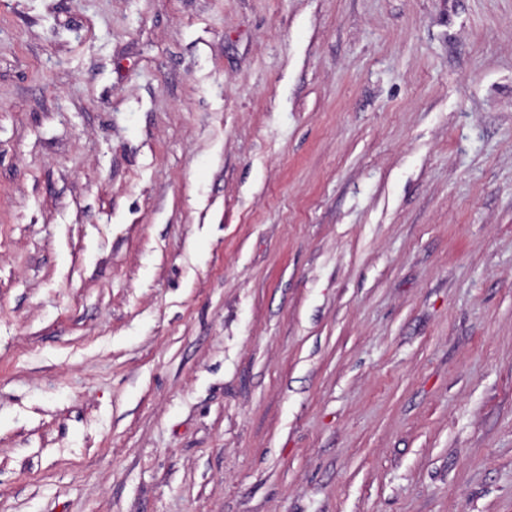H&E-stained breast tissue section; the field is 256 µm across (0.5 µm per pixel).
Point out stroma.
Returning a JSON list of instances; mask_svg holds the SVG:
<instances>
[{
	"label": "stroma",
	"mask_w": 512,
	"mask_h": 512,
	"mask_svg": "<svg viewBox=\"0 0 512 512\" xmlns=\"http://www.w3.org/2000/svg\"><path fill=\"white\" fill-rule=\"evenodd\" d=\"M0 512H512V0H0Z\"/></svg>",
	"instance_id": "35a3bbf8"
}]
</instances>
